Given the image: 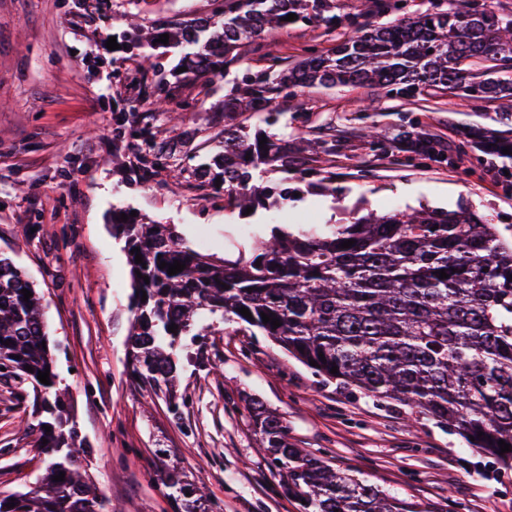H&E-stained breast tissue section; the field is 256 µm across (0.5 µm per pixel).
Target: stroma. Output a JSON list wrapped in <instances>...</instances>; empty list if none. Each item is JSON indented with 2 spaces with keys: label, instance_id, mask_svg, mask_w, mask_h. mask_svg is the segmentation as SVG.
<instances>
[{
  "label": "stroma",
  "instance_id": "35a3bbf8",
  "mask_svg": "<svg viewBox=\"0 0 512 512\" xmlns=\"http://www.w3.org/2000/svg\"><path fill=\"white\" fill-rule=\"evenodd\" d=\"M336 23L300 22L247 40L207 93L183 81L181 49L149 53L166 86L138 72L140 56L108 49L132 19L155 25L209 13V0H0V257L42 295L60 387L69 391L82 462L112 512H178L164 484L181 468L209 512H299L271 464L250 400L279 414L288 440L400 499L408 512H512V470H493L458 435L408 407L325 381L243 323L198 325L182 337L172 399L131 375L132 280L112 214L171 224L201 253L238 255L248 228L343 224L355 213L467 207L512 235V185L497 155L467 145L497 102L402 96L367 87H310L277 97L259 127L281 145L305 143L291 173L271 165L255 184L288 198L251 216L224 207V189L195 176L224 135V96L265 54L294 66L305 47L328 54L366 25L392 19L379 0H335ZM376 124L387 151L362 135ZM177 144L170 169L141 175L140 128ZM444 160L419 154L418 133ZM335 141L326 152L323 141ZM28 385L0 376V495L26 492L46 468L26 429Z\"/></svg>",
  "mask_w": 512,
  "mask_h": 512
}]
</instances>
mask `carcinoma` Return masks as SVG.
<instances>
[{"label":"carcinoma","instance_id":"cac0c4a2","mask_svg":"<svg viewBox=\"0 0 512 512\" xmlns=\"http://www.w3.org/2000/svg\"><path fill=\"white\" fill-rule=\"evenodd\" d=\"M211 13L179 26L126 34L134 48L161 34L183 48L188 80L222 73L238 46L271 28L319 18L333 23L334 0H212ZM512 15L490 0H448L381 26L356 30L323 55L313 48L293 67L245 74L224 99L226 112H261L274 97L296 88L362 86L403 93L441 90L472 101H504L512 108ZM173 148L143 161V172L165 168ZM251 158H246V154ZM288 150L259 144L245 127L224 130V149L195 174L224 181V207H263L269 191L250 184L254 173ZM113 234L130 255L133 295L128 336L132 372L155 395L169 394L176 372V343L201 312L254 327L327 380L368 397L417 410L461 436L469 447L512 468V242L497 226L468 209H423L381 216L368 213L347 224L317 228L275 226L256 237L235 260L217 261L190 248L176 228L136 218L115 219ZM355 240L352 247L340 244ZM180 261L168 275L161 262ZM448 278H439V270ZM149 277V281L139 275ZM32 296L24 299L22 289ZM147 299H142L141 292ZM249 309L247 319L239 309ZM281 322L275 328L261 314ZM44 308L32 283L0 258V369L28 383L35 395V447L48 459L38 486L0 495V512H112L78 465L76 422L59 390L46 340ZM176 324L175 332L168 327ZM30 366L33 372L25 367ZM338 373L332 374V367ZM50 369V384L38 372ZM250 408L275 470L300 512H408L402 502L288 442L280 417L257 400ZM51 427L46 431L45 427ZM48 443H43V440ZM65 473L62 481L54 476ZM182 512H208L173 468L165 475ZM14 502L15 507L6 504Z\"/></svg>","mask_w":512,"mask_h":512}]
</instances>
